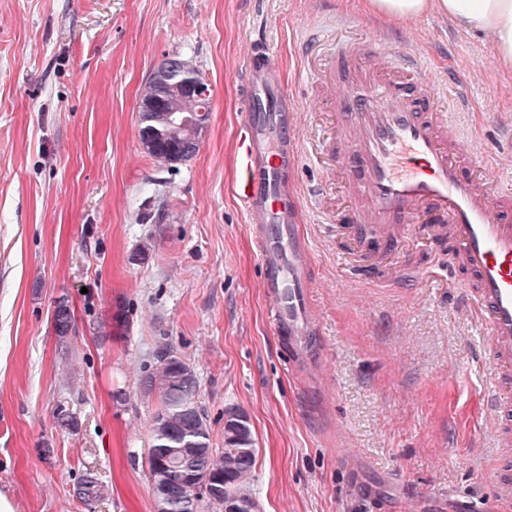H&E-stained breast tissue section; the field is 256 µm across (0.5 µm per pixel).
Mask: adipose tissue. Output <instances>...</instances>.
I'll return each instance as SVG.
<instances>
[{
  "label": "adipose tissue",
  "mask_w": 512,
  "mask_h": 512,
  "mask_svg": "<svg viewBox=\"0 0 512 512\" xmlns=\"http://www.w3.org/2000/svg\"><path fill=\"white\" fill-rule=\"evenodd\" d=\"M368 12L380 19L447 15L468 32H492L500 63L512 67V0H366Z\"/></svg>",
  "instance_id": "obj_1"
}]
</instances>
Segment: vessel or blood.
Wrapping results in <instances>:
<instances>
[{"label": "vessel or blood", "instance_id": "obj_1", "mask_svg": "<svg viewBox=\"0 0 512 512\" xmlns=\"http://www.w3.org/2000/svg\"><path fill=\"white\" fill-rule=\"evenodd\" d=\"M276 50L251 41L240 71L233 194L255 232L261 288L275 335L288 339V370L302 385L322 364L316 275L297 224L302 201L288 189L300 162V109L281 81ZM348 106L331 156L346 176L355 255L393 248L425 230L449 264L472 275L467 304L484 327V355L495 369L486 393L494 437L487 465L490 496L465 512L512 504V194L490 200L471 166L468 131L448 120L466 89L448 87L408 45L376 37L344 47L320 75Z\"/></svg>", "mask_w": 512, "mask_h": 512}]
</instances>
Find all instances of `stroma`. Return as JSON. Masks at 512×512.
Instances as JSON below:
<instances>
[{
    "label": "stroma",
    "instance_id": "stroma-1",
    "mask_svg": "<svg viewBox=\"0 0 512 512\" xmlns=\"http://www.w3.org/2000/svg\"><path fill=\"white\" fill-rule=\"evenodd\" d=\"M401 25L370 19L364 0H0V493L16 512H154L145 460L158 398L140 380L163 340L197 373L213 447L226 408L248 415L260 512H446L449 498L490 494L494 369L462 301L468 273L439 270L418 234L379 260L381 280L359 282L327 232L347 204L326 158L336 96L310 110L319 65L304 43L328 55L343 35L397 40ZM411 25L436 76L470 84L459 119L495 155L512 132V73L494 42L436 12ZM257 31L302 109L292 188L323 191L299 215L325 348L306 396L230 191L238 74ZM173 55L196 64L212 100L195 156L167 169L140 144L139 105ZM408 261L421 280L401 278ZM61 299L74 316L63 340ZM61 406L76 430L56 427ZM88 469L107 490L92 511L74 494Z\"/></svg>",
    "mask_w": 512,
    "mask_h": 512
}]
</instances>
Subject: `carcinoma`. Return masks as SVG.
<instances>
[{
  "instance_id": "cac0c4a2",
  "label": "carcinoma",
  "mask_w": 512,
  "mask_h": 512,
  "mask_svg": "<svg viewBox=\"0 0 512 512\" xmlns=\"http://www.w3.org/2000/svg\"><path fill=\"white\" fill-rule=\"evenodd\" d=\"M204 105L203 100L172 88L166 96V111L158 113V126L164 140L150 156L161 167L173 164L170 154L183 152V160L197 152L201 128L191 118ZM169 113L187 118L184 123H166ZM53 328L59 339L73 326L70 308L53 310ZM144 395H158V407L151 417L149 459L161 461L170 470L172 483L163 474L155 476V496L165 500L168 512H199L202 496L199 484L207 480L213 488L207 503L212 512H249L259 509L252 489L256 465L255 438L247 414L237 408L224 411V448L211 447L208 416L198 401L196 371L178 357L167 343L160 344L155 362L141 380ZM106 490L90 472L75 486L76 497L91 505Z\"/></svg>"
}]
</instances>
